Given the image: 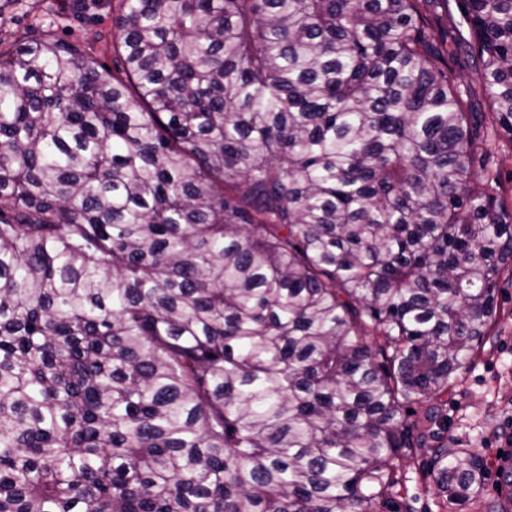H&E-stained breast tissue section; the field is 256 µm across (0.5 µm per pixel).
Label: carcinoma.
Wrapping results in <instances>:
<instances>
[{
	"instance_id": "1",
	"label": "carcinoma",
	"mask_w": 512,
	"mask_h": 512,
	"mask_svg": "<svg viewBox=\"0 0 512 512\" xmlns=\"http://www.w3.org/2000/svg\"><path fill=\"white\" fill-rule=\"evenodd\" d=\"M117 28L122 79L0 51V512H383L403 461L460 512L484 462L433 425L512 279L462 78L512 145V0ZM465 84L470 86V97L468 100L470 112H479L477 117L489 130V108L485 99L482 83L474 71H466L464 76Z\"/></svg>"
}]
</instances>
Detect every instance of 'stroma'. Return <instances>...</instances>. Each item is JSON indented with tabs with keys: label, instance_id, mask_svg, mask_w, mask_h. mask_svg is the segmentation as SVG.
<instances>
[{
	"label": "stroma",
	"instance_id": "stroma-1",
	"mask_svg": "<svg viewBox=\"0 0 512 512\" xmlns=\"http://www.w3.org/2000/svg\"><path fill=\"white\" fill-rule=\"evenodd\" d=\"M118 0H9L0 8V44L10 45L50 36L81 48L101 73L115 74L118 59L112 40ZM501 320L491 346L475 362L459 371L448 393V406L435 426L449 447L471 448L482 457L486 477L480 506L504 505L512 490L498 475L497 453L512 434V282L498 291ZM396 501H409L413 512H442L435 495L425 489L415 465L400 463ZM467 506L463 512H479Z\"/></svg>",
	"mask_w": 512,
	"mask_h": 512
}]
</instances>
